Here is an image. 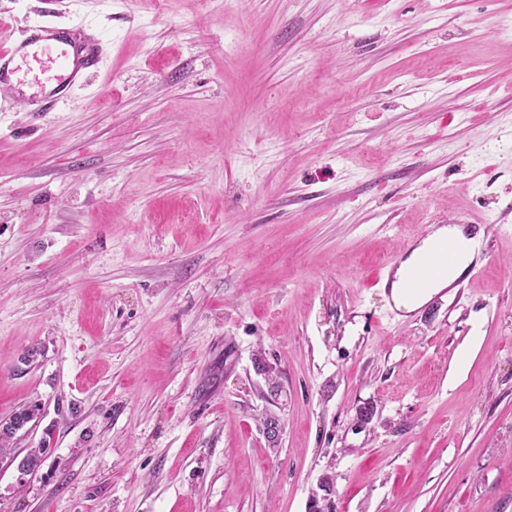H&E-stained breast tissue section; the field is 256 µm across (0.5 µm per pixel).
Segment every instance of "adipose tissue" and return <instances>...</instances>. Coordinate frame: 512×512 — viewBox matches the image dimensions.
Wrapping results in <instances>:
<instances>
[{
    "instance_id": "adipose-tissue-1",
    "label": "adipose tissue",
    "mask_w": 512,
    "mask_h": 512,
    "mask_svg": "<svg viewBox=\"0 0 512 512\" xmlns=\"http://www.w3.org/2000/svg\"><path fill=\"white\" fill-rule=\"evenodd\" d=\"M456 238L459 243V253L454 266L449 268L446 278L434 281L423 291L415 295L411 300H404L402 297V283L408 270L421 264L437 243L448 238ZM475 256V243L473 239L467 238L462 230L457 227H441L426 236L411 251L400 267L393 275L390 283V298L396 308L413 312L425 304L433 294L450 285L451 281L457 280L469 267Z\"/></svg>"
}]
</instances>
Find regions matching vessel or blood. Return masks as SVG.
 <instances>
[{"mask_svg":"<svg viewBox=\"0 0 512 512\" xmlns=\"http://www.w3.org/2000/svg\"><path fill=\"white\" fill-rule=\"evenodd\" d=\"M33 63L48 74L50 89L44 100L53 105L67 99L85 74L97 70L99 52L94 41L80 38L76 32L27 26L21 37L0 41V86L11 87L21 68ZM455 254L456 247L450 243L430 255L418 271L408 276V291H420L428 282L445 275Z\"/></svg>","mask_w":512,"mask_h":512,"instance_id":"1","label":"vessel or blood"}]
</instances>
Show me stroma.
I'll return each mask as SVG.
<instances>
[{
    "instance_id": "35a3bbf8",
    "label": "stroma",
    "mask_w": 512,
    "mask_h": 512,
    "mask_svg": "<svg viewBox=\"0 0 512 512\" xmlns=\"http://www.w3.org/2000/svg\"><path fill=\"white\" fill-rule=\"evenodd\" d=\"M0 17L104 56L45 115L0 90V419L53 432L0 512H309L326 475L332 512H512V0ZM456 216L484 258L397 310L392 260Z\"/></svg>"
}]
</instances>
